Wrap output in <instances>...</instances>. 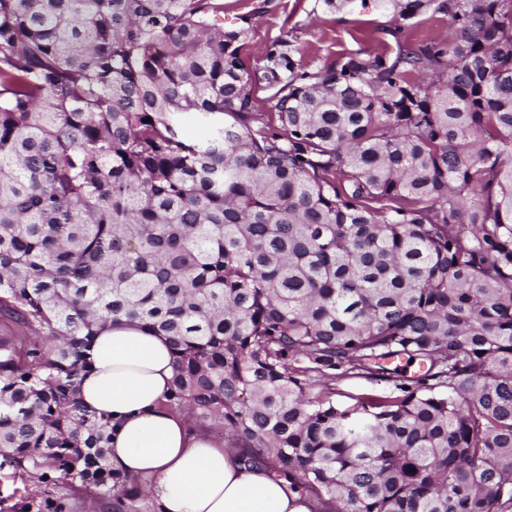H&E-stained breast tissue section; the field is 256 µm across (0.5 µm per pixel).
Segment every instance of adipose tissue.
<instances>
[{"label":"adipose tissue","instance_id":"ef3b65f1","mask_svg":"<svg viewBox=\"0 0 512 512\" xmlns=\"http://www.w3.org/2000/svg\"><path fill=\"white\" fill-rule=\"evenodd\" d=\"M90 356L81 396L119 423L112 467L146 482L161 512H312L313 500L288 480L244 466L238 449L166 408L173 359L162 337L116 324L95 337Z\"/></svg>","mask_w":512,"mask_h":512}]
</instances>
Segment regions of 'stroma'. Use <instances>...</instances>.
I'll return each instance as SVG.
<instances>
[{
    "instance_id": "35a3bbf8",
    "label": "stroma",
    "mask_w": 512,
    "mask_h": 512,
    "mask_svg": "<svg viewBox=\"0 0 512 512\" xmlns=\"http://www.w3.org/2000/svg\"><path fill=\"white\" fill-rule=\"evenodd\" d=\"M391 19V14L369 7L332 15L323 12L317 0H270L266 12L253 20L242 57L248 68L263 67L267 45L288 30L304 53L305 70L314 72L340 53L380 48L388 39L386 29ZM334 389L337 403L345 405L362 395L397 393L394 382L342 373L337 374Z\"/></svg>"
}]
</instances>
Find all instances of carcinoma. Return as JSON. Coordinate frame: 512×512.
Returning a JSON list of instances; mask_svg holds the SVG:
<instances>
[{
  "instance_id": "cac0c4a2",
  "label": "carcinoma",
  "mask_w": 512,
  "mask_h": 512,
  "mask_svg": "<svg viewBox=\"0 0 512 512\" xmlns=\"http://www.w3.org/2000/svg\"><path fill=\"white\" fill-rule=\"evenodd\" d=\"M372 2L382 49L308 72L286 31L259 76L264 2L225 29L224 0H0V317L36 334L0 336V470L37 512H160L80 397L118 323L315 512H512V0ZM428 13L452 38H410ZM402 360V394L332 400ZM43 489V484L35 479L14 475L10 470L0 471V498L8 497L4 506L16 502L38 503L43 495Z\"/></svg>"
}]
</instances>
